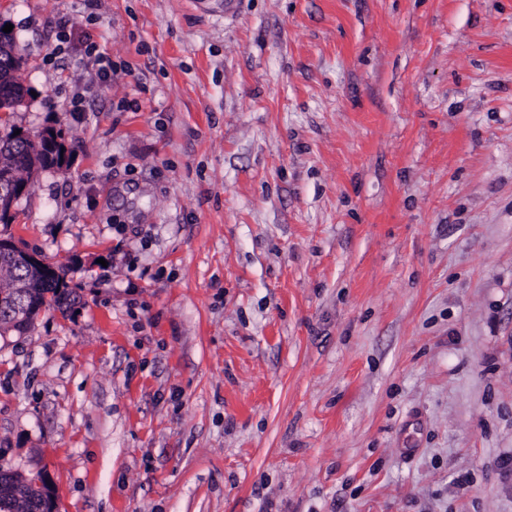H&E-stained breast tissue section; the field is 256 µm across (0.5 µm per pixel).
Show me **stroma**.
Masks as SVG:
<instances>
[{"label": "stroma", "instance_id": "1", "mask_svg": "<svg viewBox=\"0 0 512 512\" xmlns=\"http://www.w3.org/2000/svg\"><path fill=\"white\" fill-rule=\"evenodd\" d=\"M224 2L0 0L11 123L70 150L0 236L80 296L0 339V465L57 512H512V0ZM34 483L42 494V512H56V499L47 472L43 469L15 470L13 479L8 486L0 484V493H10L23 484Z\"/></svg>", "mask_w": 512, "mask_h": 512}]
</instances>
